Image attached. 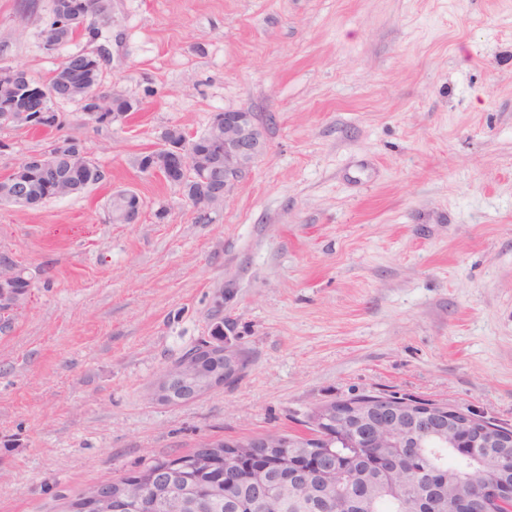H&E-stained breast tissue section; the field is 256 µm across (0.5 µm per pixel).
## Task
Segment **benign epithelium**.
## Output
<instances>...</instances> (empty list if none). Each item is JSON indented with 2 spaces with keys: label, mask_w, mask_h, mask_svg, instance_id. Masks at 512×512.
<instances>
[{
  "label": "benign epithelium",
  "mask_w": 512,
  "mask_h": 512,
  "mask_svg": "<svg viewBox=\"0 0 512 512\" xmlns=\"http://www.w3.org/2000/svg\"><path fill=\"white\" fill-rule=\"evenodd\" d=\"M63 26L76 33L85 28L89 14L77 11L70 0L60 4ZM0 81L8 84L9 94L6 102L0 101V126H24L36 128L42 124L50 103L55 96L49 87L66 85L76 95L77 104L89 121L100 124L107 121L123 122L128 113L117 109L118 100L127 98L123 92L112 90V101H104L99 89L87 86L82 81L81 71L70 68L62 62L52 73L49 81L35 82L20 69L0 68ZM209 146L199 148L195 137H188L185 132L178 136L162 137L160 146L142 153L144 173L158 176L173 187L178 182L189 179L194 183L192 196L187 202L203 216L210 215L212 209L222 205L235 192L237 187L250 175L256 160L265 152L266 142L257 123L255 113L245 108L226 109L214 114L209 125ZM89 159L83 154L76 155L62 143L53 146L50 154H30L26 156L11 173V183L16 188L9 194L11 203L21 208H30L45 202V196L29 192L23 177L33 168L62 169L63 180H77L88 168ZM224 167V183L216 185L211 172ZM123 201V210L112 215L115 224H135L139 221L144 203L133 190H121L112 195ZM22 273L17 265L0 264V326L9 325L10 315L28 303V290L16 285L14 278ZM217 312L208 327V335L213 340H206L170 368L159 380L155 388L158 399L172 403H187L202 395L234 381L242 368L244 359L241 352L224 336V291L217 292L212 300ZM390 397L379 398L381 404L372 408L370 413L359 418L365 440L372 448H396L404 459V464L388 471L392 484L402 485L404 477L418 479L421 470L415 459L421 455L419 445L399 434L409 430H419L430 434L448 448L479 465V473L485 474L486 459L492 448H511L512 431L502 432L494 438L483 436L482 425L485 421L466 411L437 403L421 400L401 399L399 403L387 405ZM347 401L330 402L316 407L314 414L315 433L312 435H293L270 432L250 437L243 442L226 441L214 438L207 444L214 448L224 446L236 448L245 444L251 448H297L299 452L288 456V477L283 483L274 486L268 483V467L262 465V457H239L243 463L242 470L250 485L258 493L274 497L288 492L291 483L307 488L305 474L315 471L330 482L336 481V469L330 454L326 452L309 453L302 451L304 443L323 444L336 437L349 439L346 421ZM216 462L208 457L189 459L182 472L160 470L150 481L151 493L138 496L122 497L112 494V485L104 482L96 485L93 501L99 506L98 512H141L151 498H166L175 504L177 512H195L197 510V489L183 475L185 471L211 470ZM448 477L441 470L430 473L424 481L425 490L418 500L410 506V512H434L433 498L438 485L446 482ZM496 493L512 500V484L501 482L491 485L486 478H481L476 485L473 500L475 507L482 508L488 493Z\"/></svg>",
  "instance_id": "obj_1"
}]
</instances>
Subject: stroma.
I'll list each match as a JSON object with an SVG mask.
<instances>
[{"instance_id":"35a3bbf8","label":"stroma","mask_w":512,"mask_h":512,"mask_svg":"<svg viewBox=\"0 0 512 512\" xmlns=\"http://www.w3.org/2000/svg\"><path fill=\"white\" fill-rule=\"evenodd\" d=\"M110 27L47 52L52 0H0V67L97 55L139 101L0 127V177L79 140L100 184L0 204L28 303L0 331V512H65L94 483L205 441L298 435L320 404L399 394L512 429V0H109ZM256 112L252 173L200 222L135 159L177 126ZM146 207L115 224L113 191ZM164 217H157V210ZM245 365L184 404L161 375L207 337Z\"/></svg>"}]
</instances>
